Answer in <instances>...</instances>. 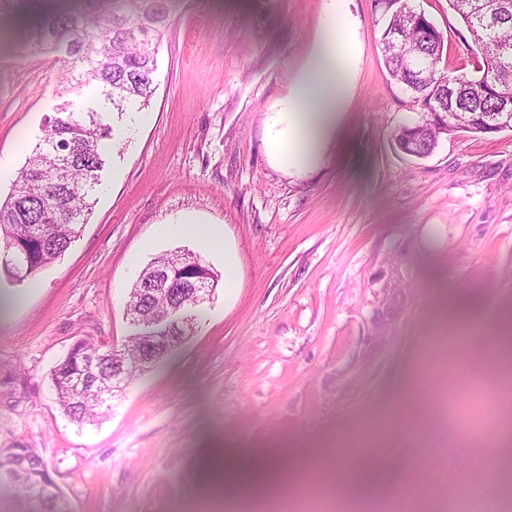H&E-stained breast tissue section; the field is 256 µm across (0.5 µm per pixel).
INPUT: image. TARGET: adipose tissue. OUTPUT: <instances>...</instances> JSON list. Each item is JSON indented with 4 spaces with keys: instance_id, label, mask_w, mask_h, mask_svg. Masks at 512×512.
<instances>
[{
    "instance_id": "1",
    "label": "adipose tissue",
    "mask_w": 512,
    "mask_h": 512,
    "mask_svg": "<svg viewBox=\"0 0 512 512\" xmlns=\"http://www.w3.org/2000/svg\"><path fill=\"white\" fill-rule=\"evenodd\" d=\"M355 34L342 0H331L329 18L322 24L315 47L297 82L285 97L280 120L269 130L273 161L288 170L317 166L342 135L344 110L357 65ZM259 478L241 485L230 477L223 454L211 456L206 487L228 498L281 493L279 478L284 468L267 458L258 466Z\"/></svg>"
}]
</instances>
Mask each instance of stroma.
Returning a JSON list of instances; mask_svg holds the SVG:
<instances>
[{
  "label": "stroma",
  "instance_id": "stroma-1",
  "mask_svg": "<svg viewBox=\"0 0 512 512\" xmlns=\"http://www.w3.org/2000/svg\"><path fill=\"white\" fill-rule=\"evenodd\" d=\"M443 33L441 66L475 74L481 54L448 0H414ZM328 0H170L156 91L114 122L86 224L33 288L0 279V448L38 449L67 512H264L205 491V463L230 452L356 449L371 491L337 471L300 483L334 512H459L438 449L459 475L512 424L494 337L512 336V130L457 133L418 159L394 134L418 106L390 79L374 0H349L359 61L343 134L315 168L287 171L268 126L312 52ZM0 0V194L63 103L54 56L20 52ZM217 224L225 246L179 232ZM237 257L165 364L133 379L96 425L61 412L51 374L73 345L123 348L141 269L192 254Z\"/></svg>",
  "mask_w": 512,
  "mask_h": 512
}]
</instances>
